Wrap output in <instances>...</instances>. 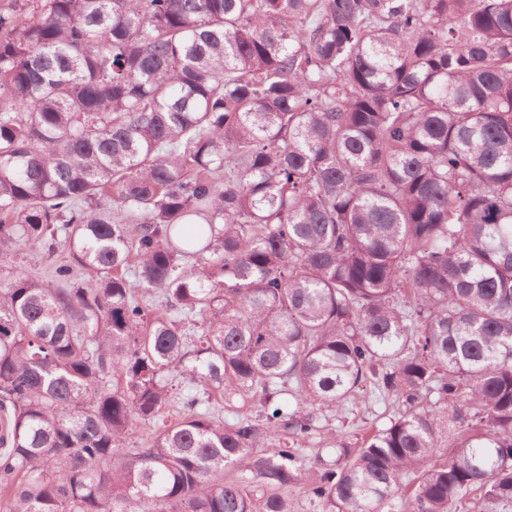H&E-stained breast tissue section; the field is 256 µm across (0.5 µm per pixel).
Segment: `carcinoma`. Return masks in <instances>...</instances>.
Listing matches in <instances>:
<instances>
[{"label":"carcinoma","instance_id":"carcinoma-1","mask_svg":"<svg viewBox=\"0 0 512 512\" xmlns=\"http://www.w3.org/2000/svg\"><path fill=\"white\" fill-rule=\"evenodd\" d=\"M0 416V512L511 506L512 0H3ZM395 410L392 403L388 405L368 394H359L347 402L335 417H329V421L322 419L319 426L326 425V428L336 430L349 448H358L369 432L383 428L389 422Z\"/></svg>","mask_w":512,"mask_h":512}]
</instances>
